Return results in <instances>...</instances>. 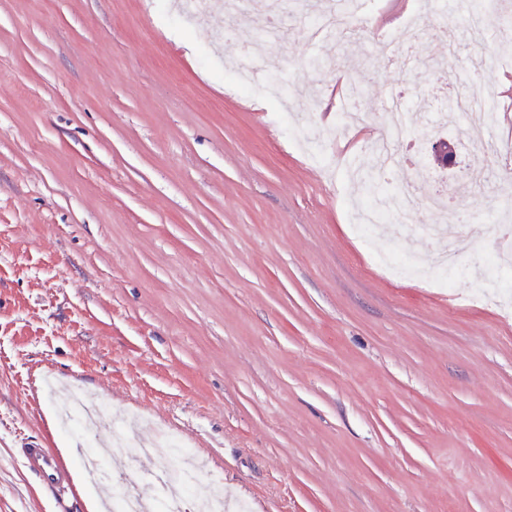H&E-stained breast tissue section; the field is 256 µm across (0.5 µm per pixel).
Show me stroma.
Segmentation results:
<instances>
[{"label": "stroma", "mask_w": 512, "mask_h": 512, "mask_svg": "<svg viewBox=\"0 0 512 512\" xmlns=\"http://www.w3.org/2000/svg\"><path fill=\"white\" fill-rule=\"evenodd\" d=\"M176 2L0 0V512H59L22 438L64 450L75 474L115 428L150 501L176 441L205 461L198 495L223 481L226 512H512V258L485 237L495 278L475 266L449 288L382 264L436 252L423 228L442 221L468 257L473 232L512 209V155L496 152L512 130L433 110L440 90L512 80V0L486 7L479 43L467 0L452 29L424 17L417 61L391 65L375 39L415 0H376L350 38L316 45L304 0H283L284 39L249 43L287 78L280 100L225 71L245 45L219 26L224 0L189 23ZM316 55L329 66L310 68ZM359 64L358 133L388 136V89L406 101L387 180L335 129L331 87ZM477 125L489 149L460 150L455 169L418 149ZM480 165L491 182L460 173ZM371 185L418 199L365 238L354 218ZM438 188L450 212L433 209ZM54 383L101 404L92 439L75 442Z\"/></svg>", "instance_id": "obj_1"}]
</instances>
